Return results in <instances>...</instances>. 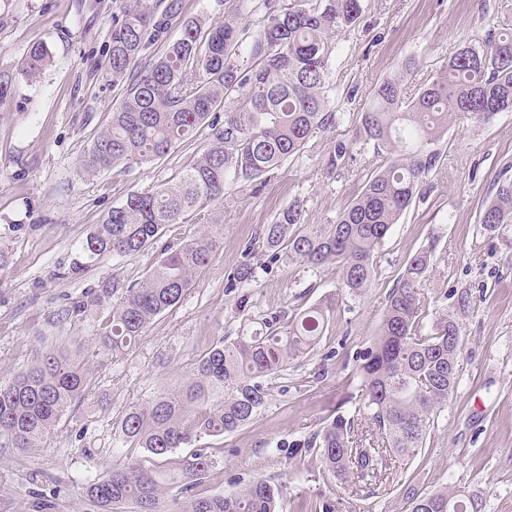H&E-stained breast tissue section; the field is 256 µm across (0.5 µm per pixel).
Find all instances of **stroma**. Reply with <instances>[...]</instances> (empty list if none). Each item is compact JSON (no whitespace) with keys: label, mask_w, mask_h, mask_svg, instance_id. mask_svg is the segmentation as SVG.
<instances>
[{"label":"stroma","mask_w":512,"mask_h":512,"mask_svg":"<svg viewBox=\"0 0 512 512\" xmlns=\"http://www.w3.org/2000/svg\"><path fill=\"white\" fill-rule=\"evenodd\" d=\"M122 0H0V72L13 78L0 107V384L34 363L52 337H70L76 353L91 354V386L63 417L44 447L0 448V512H97L85 480L117 465L144 462L135 444L117 445L118 422L132 405L181 385L199 359L225 336L258 328L267 314L291 317L336 293L335 267L304 268L286 253L246 251L262 225L296 203L306 223L323 224L342 210L382 163L373 145L353 140L352 118L374 86L404 73L415 90L437 73L460 42L512 27V0H363L355 29L339 33L327 95L335 126L271 171L259 191L228 187L220 208H205L131 257H108L74 279L56 276L86 234L130 192L175 181L212 141L201 125L148 164L95 177L77 161L112 118L123 96L106 66L112 16ZM51 63L36 80L20 72L33 43ZM350 142L344 168L326 162L337 141ZM439 167L392 226L377 254V274L364 297H340L336 316L315 352L268 378V405L250 425L201 439L215 464L199 492L227 494L235 478H260L279 489V512L298 502L322 505L336 497L315 452L287 458L278 444L301 443L358 396L355 357L382 321L386 297L408 260L428 251L432 266L424 305L435 316L458 296L464 348L453 399L424 448L393 462L379 482L358 484L349 512H400L404 486L433 490L457 485L477 491L483 512H512V230L486 236L478 217L505 178H512V113L487 123L453 121L438 142ZM217 229L221 244L171 310L157 316L121 354L100 344L110 305L62 318L69 300L90 299L118 279H145L166 247ZM255 281L228 291L241 261Z\"/></svg>","instance_id":"1"}]
</instances>
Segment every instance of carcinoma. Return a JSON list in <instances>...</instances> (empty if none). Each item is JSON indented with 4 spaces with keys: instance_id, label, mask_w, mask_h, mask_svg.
<instances>
[{
    "instance_id": "1",
    "label": "carcinoma",
    "mask_w": 512,
    "mask_h": 512,
    "mask_svg": "<svg viewBox=\"0 0 512 512\" xmlns=\"http://www.w3.org/2000/svg\"><path fill=\"white\" fill-rule=\"evenodd\" d=\"M182 0L161 11L148 0H130L112 16L107 67L113 85L125 86L109 126L79 159L87 175L120 165L148 163L211 122L209 148L177 180L136 191L112 207L81 242L57 277L72 278L107 257L134 255L154 244L170 224H182L208 205L224 201L227 183L246 190L285 160L299 154L319 131L336 123L326 95L335 35L356 27L362 0H235L250 22L181 20ZM182 34L168 37L175 22ZM161 44L146 67L141 57ZM41 43L33 44L21 71L34 79L49 64ZM512 112V32H489L483 44L463 42L437 74L414 93L404 76L383 79L369 106L354 120L355 142L386 153L362 191L326 224L304 222L290 204L262 227L258 242L273 257L285 252L309 270L336 265L339 290L360 297L376 275V254L391 227L413 203L417 189L439 166L434 149L448 121L488 122ZM349 144L338 141L328 164H346ZM512 225V180L499 184L480 213L479 226L494 234ZM203 233L161 254L143 281L114 279L94 301L112 302L102 343L117 354L135 343L147 325L173 308L217 248ZM430 255L412 257L388 293L380 330L356 360L361 394L352 415L336 414L306 446L323 470L342 486L353 478L379 480L395 457L412 458L426 443L435 419L453 399L461 372L463 337L456 314L428 318L422 282ZM257 277L244 261L226 288H242ZM336 312V297L295 313L286 323L262 319L263 329L225 337L198 361L186 384L129 407L119 420V441L134 443L167 460L164 473L141 464L112 468L87 482L100 512H278L279 489L263 479L239 481L228 494L194 492L214 464L204 453L173 459L176 450L204 436H220L252 423L266 409L263 381L313 352ZM89 357L65 343L39 354L6 385L0 384V439L10 448H39L72 402L89 387ZM370 415L375 433L355 434L357 416ZM178 493L171 495L172 487ZM402 512H482L474 491L446 486L403 492Z\"/></svg>"
}]
</instances>
